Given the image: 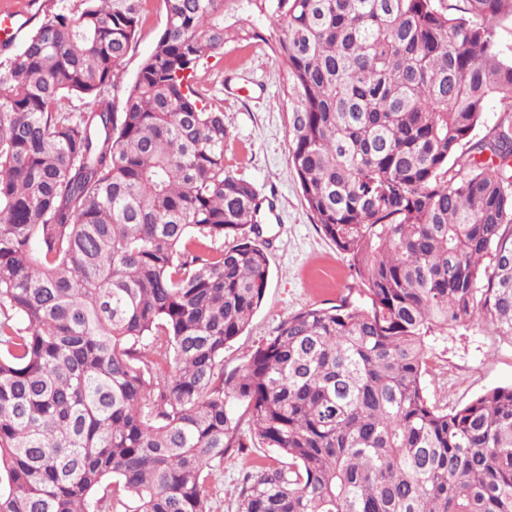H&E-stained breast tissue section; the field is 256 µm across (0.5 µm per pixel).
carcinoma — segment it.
Wrapping results in <instances>:
<instances>
[{
  "instance_id": "carcinoma-1",
  "label": "carcinoma",
  "mask_w": 512,
  "mask_h": 512,
  "mask_svg": "<svg viewBox=\"0 0 512 512\" xmlns=\"http://www.w3.org/2000/svg\"><path fill=\"white\" fill-rule=\"evenodd\" d=\"M162 2L120 109L147 0H47L0 61V512H212V463L256 444L284 461L237 512H512V386L448 411L422 384L450 331L512 343V0ZM241 11L283 24L289 164L367 305L226 374L270 263L193 77L262 38ZM165 22V12L160 0L150 3L144 24L137 42L133 45L124 64L119 86L130 84L139 69L142 60L152 51L155 39Z\"/></svg>"
}]
</instances>
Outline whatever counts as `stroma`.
<instances>
[{"mask_svg":"<svg viewBox=\"0 0 512 512\" xmlns=\"http://www.w3.org/2000/svg\"><path fill=\"white\" fill-rule=\"evenodd\" d=\"M164 22L161 0H152L125 61L121 85L134 80ZM254 24L261 39L225 43L223 56L205 59L196 72L199 89L223 111L230 132L224 147L227 171L252 183L274 203L273 210H261L258 217L270 257L269 284L245 332L224 350L228 372L242 368L288 316L344 299L362 301L348 260L311 221L289 168L285 75L266 42L281 26L264 18ZM423 386L431 401L448 409L463 406L487 389L512 386V343L477 326L452 332L447 343L434 348ZM261 457L271 462L276 453L262 447L228 449L215 467L212 512H236L240 480Z\"/></svg>","mask_w":512,"mask_h":512,"instance_id":"35a3bbf8","label":"stroma"}]
</instances>
